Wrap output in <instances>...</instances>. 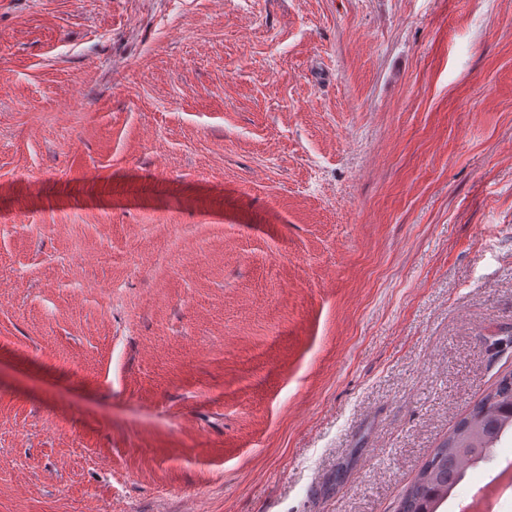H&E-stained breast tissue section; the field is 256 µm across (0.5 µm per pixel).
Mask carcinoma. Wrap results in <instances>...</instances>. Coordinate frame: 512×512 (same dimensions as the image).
<instances>
[{"label":"carcinoma","instance_id":"1","mask_svg":"<svg viewBox=\"0 0 512 512\" xmlns=\"http://www.w3.org/2000/svg\"><path fill=\"white\" fill-rule=\"evenodd\" d=\"M512 436V377L476 403L425 463L398 506V512H438L467 472L490 459L495 445Z\"/></svg>","mask_w":512,"mask_h":512}]
</instances>
